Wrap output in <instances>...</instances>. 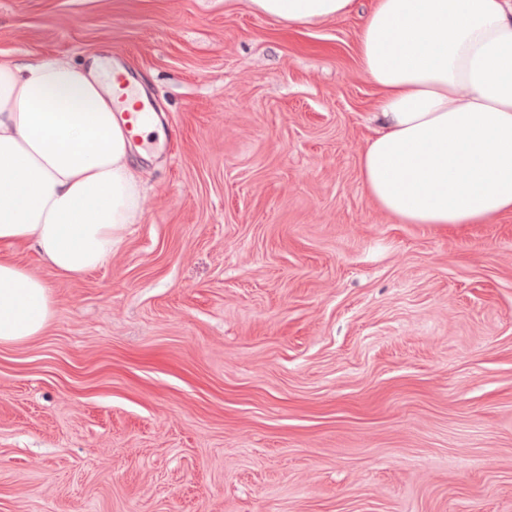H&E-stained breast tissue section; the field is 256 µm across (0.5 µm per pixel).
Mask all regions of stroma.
Segmentation results:
<instances>
[{"instance_id": "obj_1", "label": "stroma", "mask_w": 512, "mask_h": 512, "mask_svg": "<svg viewBox=\"0 0 512 512\" xmlns=\"http://www.w3.org/2000/svg\"><path fill=\"white\" fill-rule=\"evenodd\" d=\"M374 0H0V53L130 65L142 217L0 347V512H512V215L401 224L359 155ZM250 8L287 25L312 24L350 12L354 0H248Z\"/></svg>"}]
</instances>
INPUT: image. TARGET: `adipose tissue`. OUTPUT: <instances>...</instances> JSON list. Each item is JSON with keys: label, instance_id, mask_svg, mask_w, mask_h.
<instances>
[{"label": "adipose tissue", "instance_id": "ef3b65f1", "mask_svg": "<svg viewBox=\"0 0 512 512\" xmlns=\"http://www.w3.org/2000/svg\"><path fill=\"white\" fill-rule=\"evenodd\" d=\"M288 25L354 0H248ZM360 66L380 127L363 186L402 224H484L512 213V0H375ZM134 144L101 64L0 53V346L42 334L52 285L14 261L32 249L63 279L102 267L142 215Z\"/></svg>", "mask_w": 512, "mask_h": 512}]
</instances>
